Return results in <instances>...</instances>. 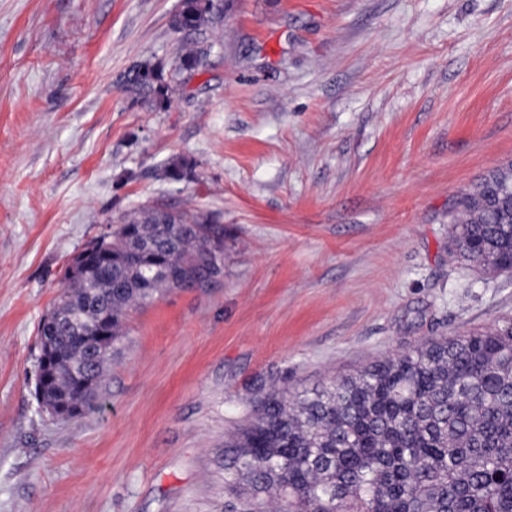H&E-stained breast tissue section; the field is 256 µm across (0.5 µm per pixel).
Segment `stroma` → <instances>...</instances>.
<instances>
[{
  "label": "stroma",
  "instance_id": "1",
  "mask_svg": "<svg viewBox=\"0 0 512 512\" xmlns=\"http://www.w3.org/2000/svg\"><path fill=\"white\" fill-rule=\"evenodd\" d=\"M180 0H0V512H246L224 445L254 400L512 317L451 250L512 164V0H220L168 107ZM183 156L192 178L170 182ZM213 214L224 271L131 309L78 420L34 396L73 257L142 207ZM192 44V46L186 47L179 56L175 67V77L181 75L191 77L204 66L206 57L209 54L208 46L198 47L196 43L193 42ZM172 82H175L173 74L167 81L164 76V67L150 62L132 67L122 78L125 90L133 95L136 101L160 108L170 104Z\"/></svg>",
  "mask_w": 512,
  "mask_h": 512
}]
</instances>
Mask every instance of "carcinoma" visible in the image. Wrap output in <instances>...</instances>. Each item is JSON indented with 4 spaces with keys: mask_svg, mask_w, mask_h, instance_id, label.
Listing matches in <instances>:
<instances>
[{
    "mask_svg": "<svg viewBox=\"0 0 512 512\" xmlns=\"http://www.w3.org/2000/svg\"><path fill=\"white\" fill-rule=\"evenodd\" d=\"M223 19L206 0H181L173 27L191 36ZM208 54L185 48L175 75L199 72ZM122 85L137 101L170 104L160 64L132 67ZM191 170L176 158L162 177ZM90 244L42 321L47 409L64 395L92 406L108 362L93 351L118 340L128 308L166 288H203L224 266V225L167 207H144ZM452 244L485 272L512 271V164L460 199ZM159 265L167 273L154 274ZM224 483L251 512H512V320L427 341L330 386L268 391L224 448Z\"/></svg>",
    "mask_w": 512,
    "mask_h": 512,
    "instance_id": "carcinoma-1",
    "label": "carcinoma"
}]
</instances>
